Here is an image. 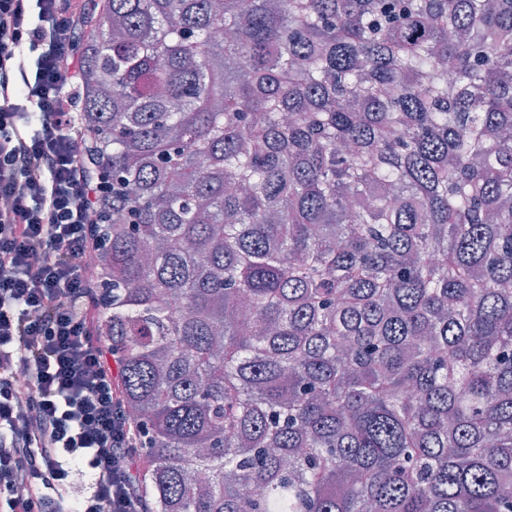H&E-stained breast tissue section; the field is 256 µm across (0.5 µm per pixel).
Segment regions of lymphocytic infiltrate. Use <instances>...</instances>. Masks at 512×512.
<instances>
[{"label":"lymphocytic infiltrate","instance_id":"f902f5d3","mask_svg":"<svg viewBox=\"0 0 512 512\" xmlns=\"http://www.w3.org/2000/svg\"><path fill=\"white\" fill-rule=\"evenodd\" d=\"M88 3L0 0V512H144L146 434L98 331L107 188L71 94Z\"/></svg>","mask_w":512,"mask_h":512}]
</instances>
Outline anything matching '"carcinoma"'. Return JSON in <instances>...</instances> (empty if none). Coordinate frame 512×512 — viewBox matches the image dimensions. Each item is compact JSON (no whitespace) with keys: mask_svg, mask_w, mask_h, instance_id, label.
I'll use <instances>...</instances> for the list:
<instances>
[{"mask_svg":"<svg viewBox=\"0 0 512 512\" xmlns=\"http://www.w3.org/2000/svg\"><path fill=\"white\" fill-rule=\"evenodd\" d=\"M94 2L146 512H512V0Z\"/></svg>","mask_w":512,"mask_h":512,"instance_id":"obj_1","label":"carcinoma"}]
</instances>
